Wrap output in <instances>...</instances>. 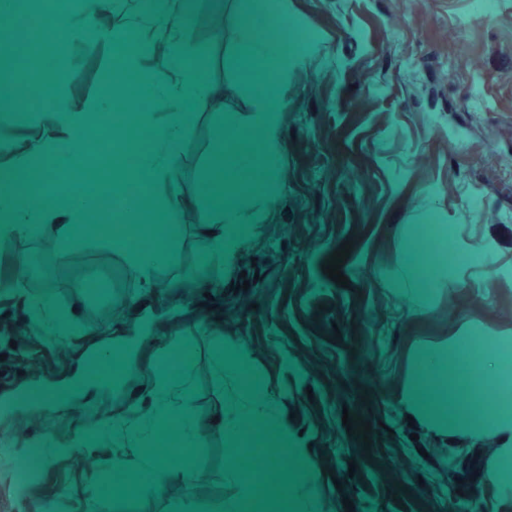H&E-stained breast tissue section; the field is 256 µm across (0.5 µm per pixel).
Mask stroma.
Masks as SVG:
<instances>
[{"instance_id":"obj_1","label":"stroma","mask_w":512,"mask_h":512,"mask_svg":"<svg viewBox=\"0 0 512 512\" xmlns=\"http://www.w3.org/2000/svg\"><path fill=\"white\" fill-rule=\"evenodd\" d=\"M155 0H111L103 20L88 22L85 0L39 4L27 17L67 16V50L44 58L15 46V31L0 30V48L16 47L18 62L0 64V85L13 105L0 112V164L47 139L48 116L94 112L108 103L121 115L129 97L145 102L156 122L168 111L165 95L146 87L160 61L131 51L128 40L177 42L224 102H197L190 131L176 144L174 167L184 208L197 212L205 170L227 115H246L261 91L233 59L241 25L252 15L244 0H195L192 19L167 27ZM288 20L296 55L280 81L281 151L249 153L245 167L270 168L282 190L255 241L236 257L228 277L204 266L206 242L186 223L170 263L144 287L123 250L86 237L72 249L54 247L53 229L37 224L0 238V512H116L99 500L111 459H132L108 436L114 416L150 412L148 394L162 350L180 336L202 396L188 409L208 449L203 467H172L161 493L138 512H166L170 503L230 502L238 483H225L223 397L212 380L209 352L219 336L247 346L252 368L265 374L280 401L279 415L297 434L295 449L311 459L316 478L301 486L320 512H512V489L495 476L499 449L512 448L502 428L441 427L421 409L408 411L405 392L424 350L446 351L470 340L512 337V0H272ZM224 14L212 34L203 21ZM128 83L103 95L114 68ZM54 73L53 96L42 95ZM352 250L341 267L348 286L322 267L344 242ZM49 262L46 287L22 275L25 258ZM432 262L425 291H416L411 259ZM190 277L184 292L180 279ZM107 281L106 294L89 283ZM248 290H241V281ZM49 297L72 321L66 334L47 335L32 323L31 300ZM131 362L118 371L114 391L93 384L82 397L59 400L79 367L103 348ZM293 356L297 370L283 367ZM369 422L368 436L348 434L343 416ZM27 428L16 433L19 418ZM103 445L84 446L86 434ZM28 448L51 449L41 471L21 482ZM94 458L83 467V458ZM355 471H348V461ZM215 492L202 497L201 479Z\"/></svg>"}]
</instances>
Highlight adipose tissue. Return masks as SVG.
I'll list each match as a JSON object with an SVG mask.
<instances>
[{
  "mask_svg": "<svg viewBox=\"0 0 512 512\" xmlns=\"http://www.w3.org/2000/svg\"><path fill=\"white\" fill-rule=\"evenodd\" d=\"M291 56L287 42L262 41L251 27L241 28L236 47L238 68L246 76L261 73L264 82L261 101L245 119L244 130L250 143L269 156L280 148L278 86ZM173 71L185 76L184 81L175 86L168 83V75ZM153 83L159 88H169L174 106L155 136L156 143L164 144L169 138H181L190 130L195 115L188 106L208 94L209 88L193 72L184 54L173 47L165 55ZM31 154V149H24L11 166L0 167V227L10 235L26 231L34 220L49 222L60 232L66 227L71 231L70 236L61 234L56 244L60 249H70L74 238L87 229L89 213L101 207L102 196L95 193L76 200H56L45 209L31 207L28 196L14 189L18 174L32 171ZM172 174L170 164L160 163L153 153L141 154L137 166L132 169L113 163V178L167 186V194L151 196L148 203L152 213H164L162 231L157 234L149 226L134 229L127 224L96 228L97 233L105 235L115 247L135 237L150 240V247L131 249L126 254L130 269L147 285L153 281L152 269L164 259L165 247L174 244L181 235V227L176 222L181 201L178 194L169 189ZM205 182L209 191L223 193L225 199L240 201L244 206L240 212H218L211 217H202L200 229L207 232V242L211 245L228 243L232 234L239 231L248 238L256 236L268 217L266 210L260 207L261 202L274 200L280 192V183L272 176L250 178L240 185L235 178L225 177L218 171L207 176ZM417 363L407 396L411 405L424 408L437 423L447 426L475 422L482 427L504 425L512 428V341L505 339L469 354L456 347L445 353L426 350L419 354ZM476 391L482 392L484 402V412L478 419L460 403L461 398L471 397Z\"/></svg>",
  "mask_w": 512,
  "mask_h": 512,
  "instance_id": "1",
  "label": "adipose tissue"
}]
</instances>
